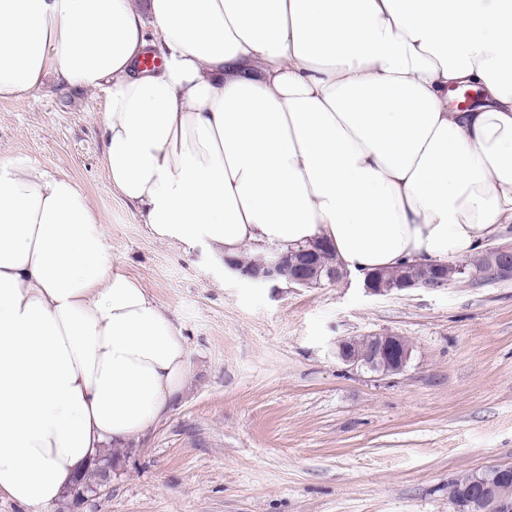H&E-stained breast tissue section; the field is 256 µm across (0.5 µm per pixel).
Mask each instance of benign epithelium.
<instances>
[{
  "mask_svg": "<svg viewBox=\"0 0 512 512\" xmlns=\"http://www.w3.org/2000/svg\"><path fill=\"white\" fill-rule=\"evenodd\" d=\"M495 258L493 277L512 279V247L495 246L488 248ZM419 281H402L396 290L408 288H440L448 285L443 276V264L435 263L422 267ZM250 281L258 285L286 282L300 288L316 286L307 267L288 259V254L273 252L272 259L258 269L243 272ZM358 339H342L336 343V358L352 368H366L381 373H398L406 368L411 357L410 347L403 337L379 333L369 336L370 348L362 354L357 348ZM496 483L489 486L479 482L466 492L456 503L457 512H512V465L496 467Z\"/></svg>",
  "mask_w": 512,
  "mask_h": 512,
  "instance_id": "benign-epithelium-1",
  "label": "benign epithelium"
}]
</instances>
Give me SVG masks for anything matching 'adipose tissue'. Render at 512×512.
<instances>
[{
	"label": "adipose tissue",
	"instance_id": "ef3b65f1",
	"mask_svg": "<svg viewBox=\"0 0 512 512\" xmlns=\"http://www.w3.org/2000/svg\"><path fill=\"white\" fill-rule=\"evenodd\" d=\"M49 76L105 91L106 174L160 241L325 240L363 274L512 223V0H0V100ZM188 372L80 188L0 161V496L60 500Z\"/></svg>",
	"mask_w": 512,
	"mask_h": 512
}]
</instances>
